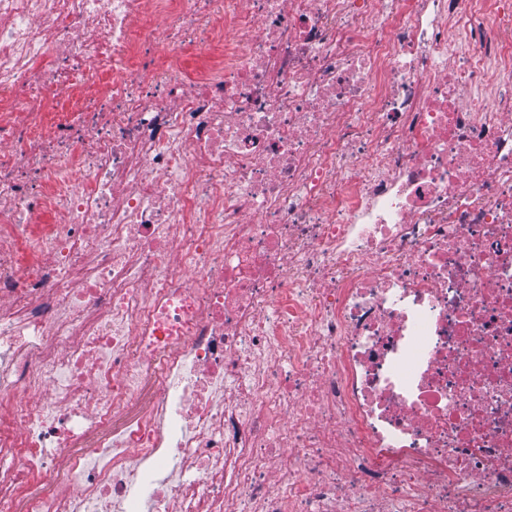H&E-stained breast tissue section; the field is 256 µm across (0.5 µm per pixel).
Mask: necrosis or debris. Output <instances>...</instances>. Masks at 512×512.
<instances>
[{
    "mask_svg": "<svg viewBox=\"0 0 512 512\" xmlns=\"http://www.w3.org/2000/svg\"><path fill=\"white\" fill-rule=\"evenodd\" d=\"M0 512H512V0H0Z\"/></svg>",
    "mask_w": 512,
    "mask_h": 512,
    "instance_id": "1",
    "label": "necrosis or debris"
}]
</instances>
